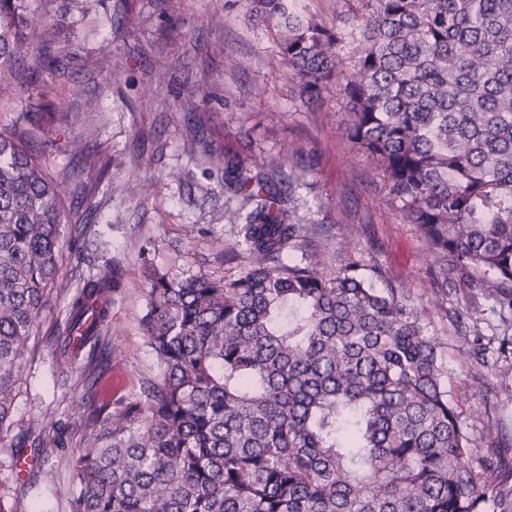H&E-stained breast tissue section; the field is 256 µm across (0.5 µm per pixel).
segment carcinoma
Instances as JSON below:
<instances>
[{
  "label": "carcinoma",
  "instance_id": "obj_1",
  "mask_svg": "<svg viewBox=\"0 0 512 512\" xmlns=\"http://www.w3.org/2000/svg\"><path fill=\"white\" fill-rule=\"evenodd\" d=\"M33 0H0V446L65 447L33 419L6 443L38 319L68 298L50 339L63 386L83 391L69 512H512V457L476 470L448 401L439 345L405 299L350 263L333 279L303 253L313 227L285 198L307 169L250 173L224 153L225 212L249 267L169 276L142 257L140 326L159 371L112 397L104 325L124 288L107 260L62 287L66 225L42 161L56 29ZM275 31L305 104L336 87L343 134L382 176L402 219L481 292L512 308V0H361L334 24L297 0H246Z\"/></svg>",
  "mask_w": 512,
  "mask_h": 512
}]
</instances>
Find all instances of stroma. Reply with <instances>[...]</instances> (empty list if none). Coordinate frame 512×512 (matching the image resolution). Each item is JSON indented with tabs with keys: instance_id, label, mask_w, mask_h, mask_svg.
I'll return each instance as SVG.
<instances>
[{
	"instance_id": "1",
	"label": "stroma",
	"mask_w": 512,
	"mask_h": 512,
	"mask_svg": "<svg viewBox=\"0 0 512 512\" xmlns=\"http://www.w3.org/2000/svg\"><path fill=\"white\" fill-rule=\"evenodd\" d=\"M65 73L45 96L56 119L45 131L46 162L61 182L67 221L87 224L80 250L66 263L80 275L104 259L118 262L125 286L110 308L112 375L120 394L157 380L140 329L147 285L142 258L173 276L234 279L248 258L225 220L238 202L224 193V146L238 143L244 167L279 155L308 169L295 193L297 216L313 225L308 259L333 278L348 263L378 291L396 290L440 345L445 385L473 450V465L512 454V355H502L504 320L486 313L480 326L456 315L475 304L479 272L449 273L437 285L440 260L403 223L396 203L366 155L342 129L347 112L335 91L310 111L284 74L273 33L254 25L244 0H87L62 23ZM194 98H187L188 90ZM212 154L206 165L190 152L193 135ZM12 413L13 433L30 420L62 431L68 445L49 457H28L19 469L0 447V496L22 512H68L74 491L66 459L79 446L78 396L59 383L51 349L23 371ZM36 486L18 497L28 471Z\"/></svg>"
}]
</instances>
